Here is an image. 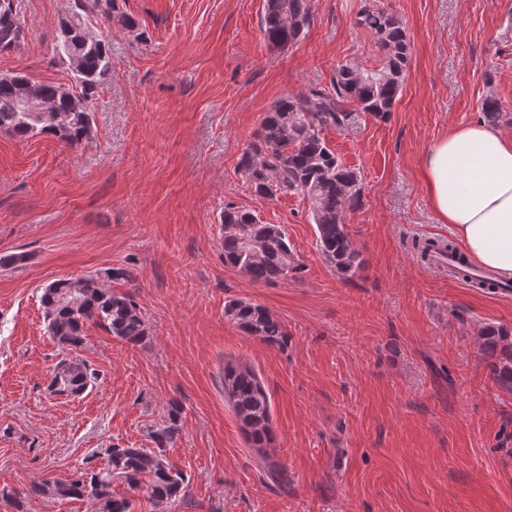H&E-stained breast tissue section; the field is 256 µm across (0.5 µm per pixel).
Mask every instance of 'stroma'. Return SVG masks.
<instances>
[{
    "label": "stroma",
    "mask_w": 512,
    "mask_h": 512,
    "mask_svg": "<svg viewBox=\"0 0 512 512\" xmlns=\"http://www.w3.org/2000/svg\"><path fill=\"white\" fill-rule=\"evenodd\" d=\"M366 0H313L298 44L273 50L263 0H118L138 34L112 23V78L76 147L0 132V489L104 467L112 445L152 447L179 407L165 449L188 497L170 512H512V394L480 350L485 324L512 329V293L474 288L421 264L407 243L449 238L420 182L432 144L482 120L498 100L512 135V0H377L405 26L409 69L387 119L356 115L326 137L362 182L347 216L365 265L346 282L316 244L309 202H261L236 168L263 113L284 95L329 87L337 65L371 68L358 26ZM26 30L0 73L61 80L52 64L68 0H14ZM285 225L301 269L255 285L225 268V205ZM126 268L148 335L132 346L100 326L77 351L96 375L78 398L51 395L62 358L40 296L58 279ZM231 299L266 307L284 347L247 336ZM250 363L273 400L266 478L224 399L225 360ZM179 416L180 411L173 407L169 425L150 431V438L156 444V448H163L176 441L177 435L180 432L178 425Z\"/></svg>",
    "instance_id": "obj_1"
}]
</instances>
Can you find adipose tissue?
<instances>
[{
  "mask_svg": "<svg viewBox=\"0 0 512 512\" xmlns=\"http://www.w3.org/2000/svg\"><path fill=\"white\" fill-rule=\"evenodd\" d=\"M421 177L465 255L512 280V136L481 121L454 127L427 153Z\"/></svg>",
  "mask_w": 512,
  "mask_h": 512,
  "instance_id": "ef3b65f1",
  "label": "adipose tissue"
}]
</instances>
